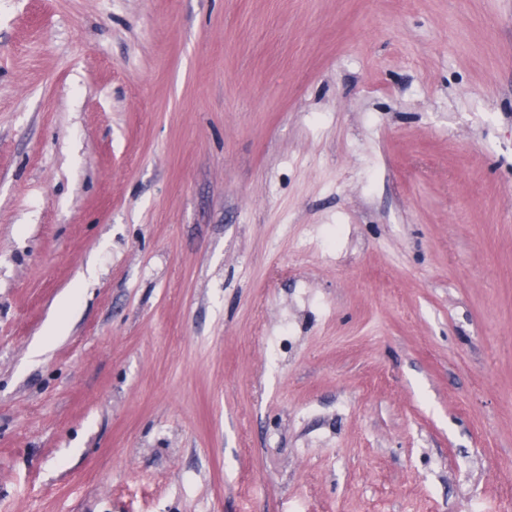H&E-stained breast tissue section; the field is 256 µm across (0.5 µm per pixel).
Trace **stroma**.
I'll return each instance as SVG.
<instances>
[{
    "mask_svg": "<svg viewBox=\"0 0 512 512\" xmlns=\"http://www.w3.org/2000/svg\"><path fill=\"white\" fill-rule=\"evenodd\" d=\"M0 512H512V0H0Z\"/></svg>",
    "mask_w": 512,
    "mask_h": 512,
    "instance_id": "35a3bbf8",
    "label": "stroma"
}]
</instances>
